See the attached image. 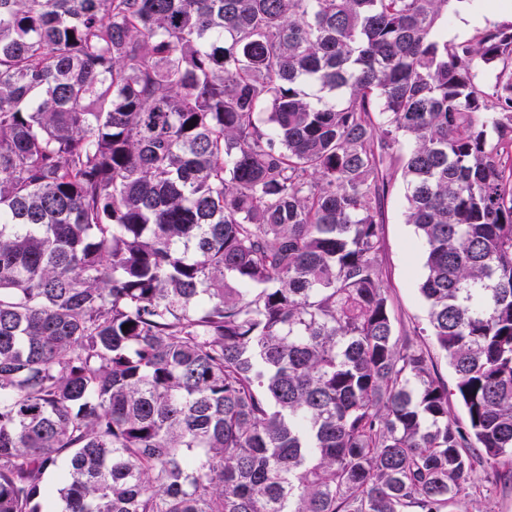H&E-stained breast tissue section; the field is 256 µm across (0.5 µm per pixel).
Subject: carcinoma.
Returning <instances> with one entry per match:
<instances>
[{"instance_id":"carcinoma-1","label":"carcinoma","mask_w":512,"mask_h":512,"mask_svg":"<svg viewBox=\"0 0 512 512\" xmlns=\"http://www.w3.org/2000/svg\"><path fill=\"white\" fill-rule=\"evenodd\" d=\"M454 2L0 0V512H465L512 457V27ZM397 155L463 421L394 334ZM489 0H468V3L471 5L474 12L477 14H484L485 21L483 23L477 24L476 26L467 29L460 30L457 26L458 19V7L455 4V13L452 14L448 20L447 16H443L437 24L438 31L442 36L448 39V43L450 42H461L465 40H470L479 35L480 33L494 28H503L512 26V12L507 9L506 14L499 15H486V6Z\"/></svg>"}]
</instances>
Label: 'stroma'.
I'll use <instances>...</instances> for the list:
<instances>
[{
    "label": "stroma",
    "instance_id": "1",
    "mask_svg": "<svg viewBox=\"0 0 512 512\" xmlns=\"http://www.w3.org/2000/svg\"><path fill=\"white\" fill-rule=\"evenodd\" d=\"M468 2L474 12L484 15V22L462 30L456 18H441L438 31L448 41L470 40L486 30L512 26L511 11L490 15L486 12V0ZM386 174L389 184L380 202L382 249L378 264L390 300L394 333L409 337L425 348L435 372L451 385L455 382L454 372L446 353L434 345L428 334L427 308L418 290L424 257L417 246L414 226L405 221L400 159L387 162ZM461 498L466 512H512V461L493 464L474 458L471 479Z\"/></svg>",
    "mask_w": 512,
    "mask_h": 512
}]
</instances>
